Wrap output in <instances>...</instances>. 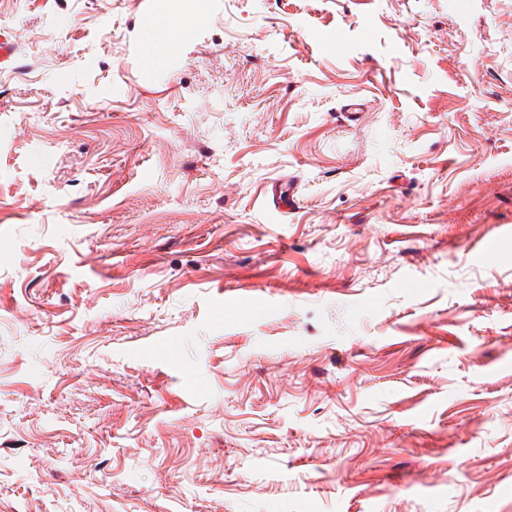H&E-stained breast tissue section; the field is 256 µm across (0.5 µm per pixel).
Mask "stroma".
Returning a JSON list of instances; mask_svg holds the SVG:
<instances>
[{
  "mask_svg": "<svg viewBox=\"0 0 512 512\" xmlns=\"http://www.w3.org/2000/svg\"><path fill=\"white\" fill-rule=\"evenodd\" d=\"M169 4L0 0V501L512 512V0ZM190 8L178 6V11L182 19V24L172 19L170 16L166 18V22L163 25V32L165 33V39H160L156 44V52L159 58L164 57L168 44L171 39L178 35H183L187 32L194 21L199 17L202 12V1L195 0Z\"/></svg>",
  "mask_w": 512,
  "mask_h": 512,
  "instance_id": "35a3bbf8",
  "label": "stroma"
}]
</instances>
